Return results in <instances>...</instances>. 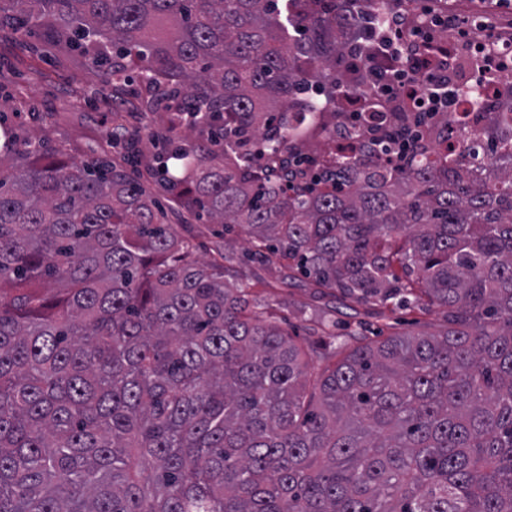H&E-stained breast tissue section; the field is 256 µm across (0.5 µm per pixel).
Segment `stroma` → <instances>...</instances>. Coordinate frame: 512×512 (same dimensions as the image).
Segmentation results:
<instances>
[{"instance_id": "1", "label": "stroma", "mask_w": 512, "mask_h": 512, "mask_svg": "<svg viewBox=\"0 0 512 512\" xmlns=\"http://www.w3.org/2000/svg\"><path fill=\"white\" fill-rule=\"evenodd\" d=\"M42 51V56L30 57L18 41L0 36V113L13 131L64 146L76 162L89 157L109 161L115 156L108 143L115 122H122L124 137L165 122L166 113L145 115L118 95H94L99 77L78 56L60 55L48 43ZM238 276L256 295L274 304L286 325L298 326L303 318L327 314L338 319L334 335L322 339L326 345L337 344L339 337L361 325L372 337L394 328L434 332L442 324V314L434 307L423 312L389 310L321 295L305 278L284 279L274 261L241 264Z\"/></svg>"}]
</instances>
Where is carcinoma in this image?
<instances>
[{
  "mask_svg": "<svg viewBox=\"0 0 512 512\" xmlns=\"http://www.w3.org/2000/svg\"><path fill=\"white\" fill-rule=\"evenodd\" d=\"M313 2L0 0V30L168 114L146 136L183 223L442 328L303 345L233 255L201 264L171 230L124 169L135 140L73 162L5 128L0 512H512V116L476 142L408 119L400 169L359 130V157L315 161L366 19Z\"/></svg>",
  "mask_w": 512,
  "mask_h": 512,
  "instance_id": "1",
  "label": "carcinoma"
}]
</instances>
